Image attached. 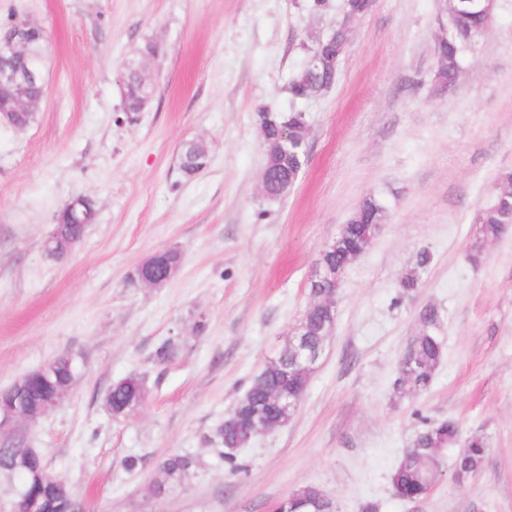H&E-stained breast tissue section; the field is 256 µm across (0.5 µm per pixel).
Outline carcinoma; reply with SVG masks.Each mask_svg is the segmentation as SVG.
Masks as SVG:
<instances>
[{"label": "carcinoma", "mask_w": 512, "mask_h": 512, "mask_svg": "<svg viewBox=\"0 0 512 512\" xmlns=\"http://www.w3.org/2000/svg\"><path fill=\"white\" fill-rule=\"evenodd\" d=\"M494 15L493 11L486 12L479 8H461L451 18V33L436 49L434 81L437 85L450 92L456 90L466 53L489 27ZM348 39V30L339 27L329 37L316 40L308 46L306 55L311 57L330 51L336 54V61L339 62L347 50ZM44 47L45 35L40 32L29 49L20 56L19 64L43 68ZM158 50L160 46L157 43L146 42L135 59L136 67L145 69ZM336 77L337 73L330 66L302 67L290 80L289 94L296 102L306 100L327 89L336 81ZM125 81L123 111L139 112L144 101L151 97L152 88L143 86L133 72L126 73ZM43 96L42 83L31 86L24 97L25 106L17 115L18 128L23 129L32 124ZM256 121L262 130L265 168L272 174L269 191L283 198L305 170L309 136L306 113L296 107L283 113L263 106L256 111ZM209 155L210 146L207 142L195 140L185 143L179 155L182 176H195L199 164L208 160ZM387 219V209L379 199L372 196L364 198L339 233L322 249L317 265L332 268L337 281H342L346 266L367 252L375 228L386 223ZM475 223L479 224V230L467 250L466 258L476 266L484 258L486 244L500 239L512 224V171L498 175L493 200L477 214ZM430 263L431 255L428 251L423 250L417 254L415 262L400 280L395 302L399 303L417 292ZM332 316L333 313L320 307L307 308L298 320L295 333L308 337L313 344L318 345L331 325ZM437 318V310L432 306H425L419 312L418 321L422 330L407 344L413 373L408 380L398 376L392 383V392L401 399L418 396L432 386L436 370L445 354L443 341L435 332ZM176 353L177 339L169 336L158 343L153 358L156 363L165 364ZM56 363L55 371L49 377L32 376L31 396L26 400L25 409L31 410L40 401L55 399L62 389L73 388L75 373L67 365L66 358L59 357ZM282 383L288 385V393L291 395L307 384L304 368L293 362L286 345L251 378L236 409L249 414L257 412L264 418L287 424L296 408L291 406L283 409L273 395V387ZM144 391V380L137 374L115 382L106 398L113 419H123L125 406L138 399ZM252 438L253 435L244 426L227 431L217 429V444L221 445L218 458L225 469L231 473L241 470L237 454L227 452L226 448L235 444L243 447ZM459 439L460 429L453 420L423 422L412 443L413 453L400 459L391 473L390 481L396 494L407 500L426 497L439 476L441 465V458L433 456L428 449L437 448L444 452L455 447ZM464 447L466 451L456 455L453 464V477L458 483L476 477L488 453L485 438L478 434L469 436ZM195 467L193 458L184 454L165 458L159 467L160 478L145 486L146 493L160 496L184 488ZM0 471L21 484L27 499L41 505V512L62 510L61 492L46 477V461L42 457H29L19 441H13L11 448L0 450ZM310 494L309 486L293 490L283 501V508L288 512H331L332 507L327 502L317 500L315 505H310Z\"/></svg>", "instance_id": "carcinoma-1"}]
</instances>
